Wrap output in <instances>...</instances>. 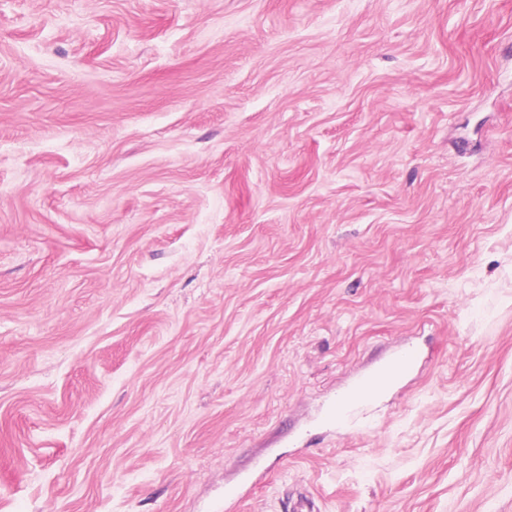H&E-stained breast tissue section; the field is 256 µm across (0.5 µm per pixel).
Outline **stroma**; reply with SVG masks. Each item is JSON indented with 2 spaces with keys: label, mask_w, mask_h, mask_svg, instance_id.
I'll use <instances>...</instances> for the list:
<instances>
[{
  "label": "stroma",
  "mask_w": 512,
  "mask_h": 512,
  "mask_svg": "<svg viewBox=\"0 0 512 512\" xmlns=\"http://www.w3.org/2000/svg\"><path fill=\"white\" fill-rule=\"evenodd\" d=\"M303 493L512 512V0H0V512Z\"/></svg>",
  "instance_id": "obj_1"
}]
</instances>
